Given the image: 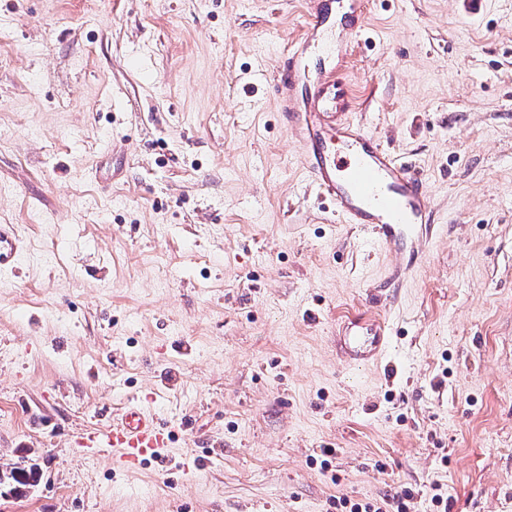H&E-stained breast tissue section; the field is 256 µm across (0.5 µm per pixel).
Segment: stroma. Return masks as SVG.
<instances>
[{
	"instance_id": "obj_1",
	"label": "stroma",
	"mask_w": 512,
	"mask_h": 512,
	"mask_svg": "<svg viewBox=\"0 0 512 512\" xmlns=\"http://www.w3.org/2000/svg\"><path fill=\"white\" fill-rule=\"evenodd\" d=\"M300 2L0 0V472H42L0 512H512V0H366L353 117L437 216L394 286L276 109ZM128 403L166 466L71 447ZM24 241L13 224H0V269L13 268L24 252ZM336 335L347 363L368 364L385 353L392 333L386 322L360 312L346 317Z\"/></svg>"
}]
</instances>
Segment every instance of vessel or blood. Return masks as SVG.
I'll use <instances>...</instances> for the list:
<instances>
[{
  "mask_svg": "<svg viewBox=\"0 0 512 512\" xmlns=\"http://www.w3.org/2000/svg\"><path fill=\"white\" fill-rule=\"evenodd\" d=\"M308 29L305 37L282 58L275 80V101L288 125L292 143L311 182L330 202L343 223L363 229L375 247L400 253L404 241H417L435 222L434 199L421 176L368 133L351 114L354 102L336 79V67L321 66L307 79L303 60L322 32L338 28L344 47L366 40L359 17L360 0H349L355 18L337 25L320 0H305ZM25 244L13 225L0 224V269L14 267ZM346 362L367 364L383 355L391 331L386 322L360 312L346 317L336 332ZM171 430L141 408H125L100 429L80 432L77 447L92 454H108L114 467L139 469L144 459L165 464Z\"/></svg>",
  "mask_w": 512,
  "mask_h": 512,
  "instance_id": "b4317fda",
  "label": "vessel or blood"
}]
</instances>
